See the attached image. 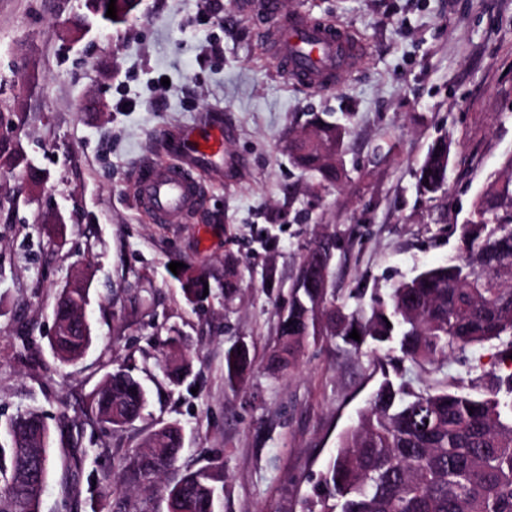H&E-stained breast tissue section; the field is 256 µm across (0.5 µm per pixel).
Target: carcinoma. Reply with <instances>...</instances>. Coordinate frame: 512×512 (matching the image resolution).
Listing matches in <instances>:
<instances>
[{
  "mask_svg": "<svg viewBox=\"0 0 512 512\" xmlns=\"http://www.w3.org/2000/svg\"><path fill=\"white\" fill-rule=\"evenodd\" d=\"M109 2L85 0V7L94 9L97 20L116 25L135 17L141 0H116L115 20L106 16ZM297 129L289 134L286 154L313 175L307 190L339 187L346 178V126L328 113L312 112ZM450 160L448 138H437L416 172L423 193L446 189ZM23 162L19 144L0 142V168ZM336 250V237L327 232L307 246L288 307L278 314L279 340L268 363L287 371L306 346L339 338L357 350L369 344L382 380L300 501L301 512H512V154L474 197L459 225L457 252L398 283L387 298L372 299L369 310L336 297ZM243 277L240 261L226 256L224 294L236 293ZM205 284L203 274L185 271L188 306L204 302ZM89 302L84 279L58 294V330L49 345L63 364L81 359L93 343L90 324L79 322ZM354 329L361 340L349 337ZM486 345L496 349L497 362L488 369L472 364L443 388H416L400 369L407 362L440 372L448 361L465 360ZM395 348L400 355L392 358ZM225 363V386L235 394L251 369V346H231ZM149 402V390L122 368L106 374L88 396L95 420L114 428L133 424ZM7 426L12 433L0 441V512H40L51 469L47 429L34 411L18 413ZM183 443V429L169 423L118 467L135 481L149 482L174 467ZM84 455L72 449L69 507L77 505L83 486H92L83 480ZM223 488L222 461L212 459L168 488L167 512H211Z\"/></svg>",
  "mask_w": 512,
  "mask_h": 512,
  "instance_id": "carcinoma-1",
  "label": "carcinoma"
}]
</instances>
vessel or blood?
<instances>
[{"mask_svg":"<svg viewBox=\"0 0 512 512\" xmlns=\"http://www.w3.org/2000/svg\"><path fill=\"white\" fill-rule=\"evenodd\" d=\"M241 8L253 18L260 40L296 84L328 89L337 75L355 73L365 61L363 46L342 25L313 22L303 15L281 21V0H243ZM223 161L222 127L207 118L185 128L179 162H144L135 168L132 184L140 207L155 223H182L205 202L197 171Z\"/></svg>","mask_w":512,"mask_h":512,"instance_id":"vessel-or-blood-1","label":"vessel or blood"}]
</instances>
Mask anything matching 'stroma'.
I'll return each instance as SVG.
<instances>
[{
  "label": "stroma",
  "mask_w": 512,
  "mask_h": 512,
  "mask_svg": "<svg viewBox=\"0 0 512 512\" xmlns=\"http://www.w3.org/2000/svg\"><path fill=\"white\" fill-rule=\"evenodd\" d=\"M241 0H142L135 18L68 28L84 0H0V104L21 113L8 133L26 166L0 169V438L19 412H42L52 468L41 512H66L70 450H85L96 479L78 512L118 503L165 512L166 487L185 471L223 461L216 512H300L309 476L355 424L381 375L368 349L335 340L306 347L298 365L271 371L278 307L306 244L321 227L339 240L336 294H375L445 261L453 231L487 175L512 153V0H287L347 27L365 65L324 91L294 84L254 36ZM169 85H162V78ZM224 124L227 166L199 181L204 208L181 224L154 223L131 176L145 160L176 156L156 139L177 137L201 113ZM346 124L342 186L311 196V178L279 147L308 113ZM455 153L448 193L421 196L415 171L433 141ZM40 174L26 184L25 169ZM253 271L224 295V257ZM180 262L204 273L212 295L188 307ZM273 268L275 285L263 287ZM90 275L87 315L95 342L63 366L49 338L59 291ZM254 347L246 386L230 394L224 354ZM190 368L181 383L168 371ZM132 368L150 391L134 426L98 425L85 398L102 376ZM185 429L174 469L136 482L115 469L163 424Z\"/></svg>",
  "instance_id": "35a3bbf8"
}]
</instances>
